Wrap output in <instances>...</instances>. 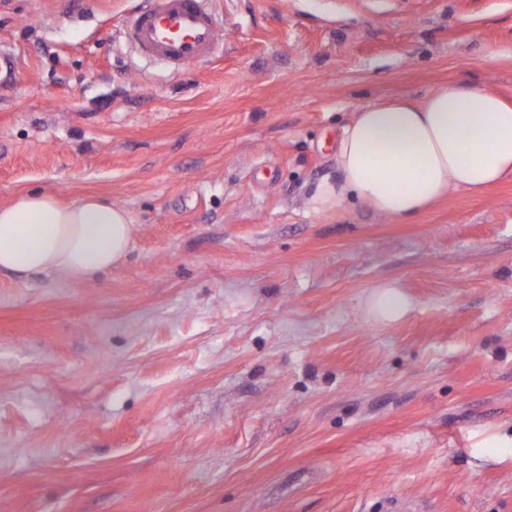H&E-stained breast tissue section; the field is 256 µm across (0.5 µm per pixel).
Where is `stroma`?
Masks as SVG:
<instances>
[{
    "label": "stroma",
    "mask_w": 512,
    "mask_h": 512,
    "mask_svg": "<svg viewBox=\"0 0 512 512\" xmlns=\"http://www.w3.org/2000/svg\"><path fill=\"white\" fill-rule=\"evenodd\" d=\"M209 2L174 71L124 38L140 0H0V204L134 224L98 279L0 275V512H512V179L315 204L360 108L512 103V0ZM384 288L389 289L377 300V308L387 318H396L404 312L406 302L395 287Z\"/></svg>",
    "instance_id": "1"
}]
</instances>
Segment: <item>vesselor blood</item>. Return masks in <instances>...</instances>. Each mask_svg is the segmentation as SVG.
<instances>
[{"mask_svg":"<svg viewBox=\"0 0 512 512\" xmlns=\"http://www.w3.org/2000/svg\"><path fill=\"white\" fill-rule=\"evenodd\" d=\"M125 29L138 52L176 70L211 58L219 40L207 0H144Z\"/></svg>","mask_w":512,"mask_h":512,"instance_id":"vessel-or-blood-1","label":"vessel or blood"}]
</instances>
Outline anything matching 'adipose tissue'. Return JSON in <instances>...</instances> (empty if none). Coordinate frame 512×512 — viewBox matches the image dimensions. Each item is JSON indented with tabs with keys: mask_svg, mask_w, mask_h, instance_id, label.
Here are the masks:
<instances>
[{
	"mask_svg": "<svg viewBox=\"0 0 512 512\" xmlns=\"http://www.w3.org/2000/svg\"><path fill=\"white\" fill-rule=\"evenodd\" d=\"M336 167L340 179L322 186L319 207L353 196L380 214L413 218L449 189L478 194L512 177V105L448 83L419 102L367 106L344 126ZM132 234L129 214L105 198L27 193L0 205V272L92 280L127 258Z\"/></svg>",
	"mask_w": 512,
	"mask_h": 512,
	"instance_id": "adipose-tissue-1",
	"label": "adipose tissue"
}]
</instances>
